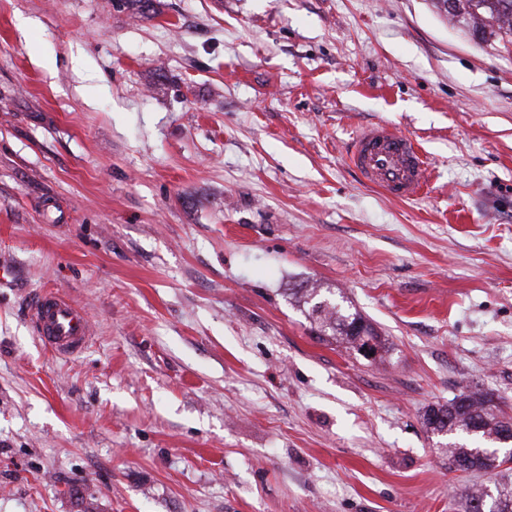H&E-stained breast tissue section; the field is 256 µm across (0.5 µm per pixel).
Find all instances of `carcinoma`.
Instances as JSON below:
<instances>
[{"instance_id":"carcinoma-1","label":"carcinoma","mask_w":512,"mask_h":512,"mask_svg":"<svg viewBox=\"0 0 512 512\" xmlns=\"http://www.w3.org/2000/svg\"><path fill=\"white\" fill-rule=\"evenodd\" d=\"M117 5L136 17L149 16L154 10L153 0H117ZM448 13L467 16L476 27L489 26L512 37V0H448ZM303 304L321 339L342 344L365 359L369 351L376 357L387 352L386 339L359 312L315 288L303 294ZM425 425L432 434L448 437L449 463L461 472H494L504 464L496 450L508 447L507 440H512V417L499 409L494 394L488 392H463L445 405L430 407ZM460 512H512V484L497 483L492 490L482 488L466 495Z\"/></svg>"}]
</instances>
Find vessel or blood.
I'll list each match as a JSON object with an SVG mask.
<instances>
[{"label":"vessel or blood","mask_w":512,"mask_h":512,"mask_svg":"<svg viewBox=\"0 0 512 512\" xmlns=\"http://www.w3.org/2000/svg\"><path fill=\"white\" fill-rule=\"evenodd\" d=\"M348 162L362 181L398 200L418 197L426 182V162L416 142L388 124L362 128L352 140ZM30 320L38 339L62 357L82 353L92 330L80 308L58 290H45Z\"/></svg>","instance_id":"1"}]
</instances>
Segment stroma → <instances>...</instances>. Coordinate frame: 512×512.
<instances>
[{"mask_svg": "<svg viewBox=\"0 0 512 512\" xmlns=\"http://www.w3.org/2000/svg\"><path fill=\"white\" fill-rule=\"evenodd\" d=\"M0 0V512H456L429 406L512 416V39L445 0ZM29 19L20 29L19 19ZM409 134L399 201L352 137ZM390 352L320 340L293 291ZM91 319L62 358L46 289ZM349 165L361 180L398 200L418 197L426 182V162L416 142L388 124L362 128L352 139ZM30 320L38 339L58 356L82 353L92 337L81 309L55 289L40 295L31 308ZM303 304L308 306V316L318 325V336L322 340H333L345 345L353 353L368 359L367 348L376 360H383L386 353V339L358 311L351 312L340 303L317 293L310 288L303 294Z\"/></svg>", "mask_w": 512, "mask_h": 512, "instance_id": "obj_1", "label": "stroma"}]
</instances>
